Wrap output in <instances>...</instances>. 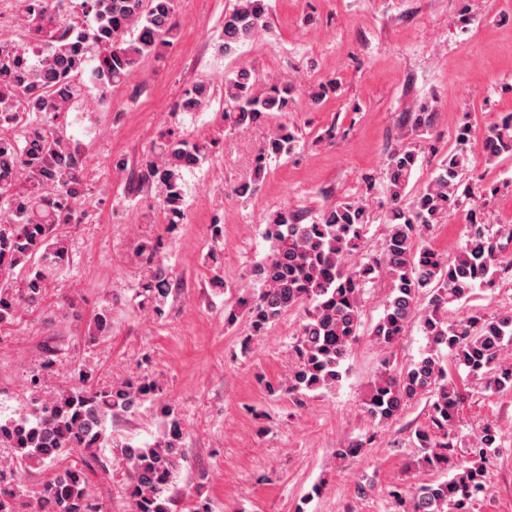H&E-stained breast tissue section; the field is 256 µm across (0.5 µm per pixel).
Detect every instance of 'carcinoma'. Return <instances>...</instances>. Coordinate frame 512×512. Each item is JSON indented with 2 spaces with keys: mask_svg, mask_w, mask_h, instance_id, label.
I'll list each match as a JSON object with an SVG mask.
<instances>
[{
  "mask_svg": "<svg viewBox=\"0 0 512 512\" xmlns=\"http://www.w3.org/2000/svg\"><path fill=\"white\" fill-rule=\"evenodd\" d=\"M22 21L31 36L14 46L0 47V116L26 113L24 130L0 135V263L3 271H18L22 288L7 293L11 281L0 283V325L14 321L17 307L38 302L48 282L68 260L65 241L56 227L71 223V207L85 204V190L78 159L79 144L61 131L79 96L77 78L90 79L105 94L119 86L126 73L171 44L175 37L177 0H81L82 13L93 16L96 27L89 34L66 18L65 0H17ZM266 0H237L224 14L221 49L234 52L263 27ZM97 65L87 70L89 54ZM292 85L279 83L267 89L257 86L251 70L240 68L224 81V119L231 125L253 123L272 112L288 108ZM212 96L211 87L198 83L187 89L180 103L184 112H197ZM438 117L424 106L414 118V128L427 131ZM470 125L455 130L456 146L436 167L427 187L407 201L406 190L417 163L412 150L389 155L384 169L388 206L383 223L390 230L383 252L366 262L356 260L368 224L367 205L348 200L323 211L311 224L300 223L282 209L266 228L271 251L253 267V280L261 292L248 308L253 331L262 332L284 312L308 305L295 344L296 362L288 391L302 394L330 386L342 378V365L355 341L360 324L361 292L365 284L384 274L391 283L384 315L373 329L380 343L397 342L417 314L421 297L429 296L421 323L432 350L446 349L456 364L472 377L486 380L496 390L512 389V366L502 354L512 348V313L486 318L481 315L448 319L449 307L468 301L480 288H492L508 266L489 224L479 218L480 199L474 196L466 226V241L447 259L426 238L438 217L456 206L460 178L467 168ZM296 136L285 127L276 129L267 154L292 152ZM483 149L491 158L512 159V114L483 134ZM207 146L182 139L159 143L148 161L168 221L184 216L183 172L201 163ZM264 171L234 187L240 198L259 190ZM137 257L145 271L143 288L155 311L163 310L170 287L168 267L154 249L140 247ZM66 391L50 402L34 407L28 419L12 428L0 424V445L15 450V463L0 466V512H101L89 493L86 471H106L101 457L112 416L137 408L143 401L144 384L130 380L108 391L84 385ZM429 394L428 424L414 430L416 447L431 468H454L453 427L463 400L459 386L448 378L439 358L431 354L403 372L384 370L365 402L366 413L380 422L397 417L411 399ZM497 431L483 430L471 449L484 459L495 445ZM123 457L131 480L132 512H171L166 495L180 465L177 420L169 434L152 446L127 442ZM83 455L85 469L58 466L33 503L20 501L16 466L58 464L72 451ZM484 468L463 467L438 484L423 485L410 501L408 512H467L471 500L483 491Z\"/></svg>",
  "mask_w": 512,
  "mask_h": 512,
  "instance_id": "cac0c4a2",
  "label": "carcinoma"
}]
</instances>
